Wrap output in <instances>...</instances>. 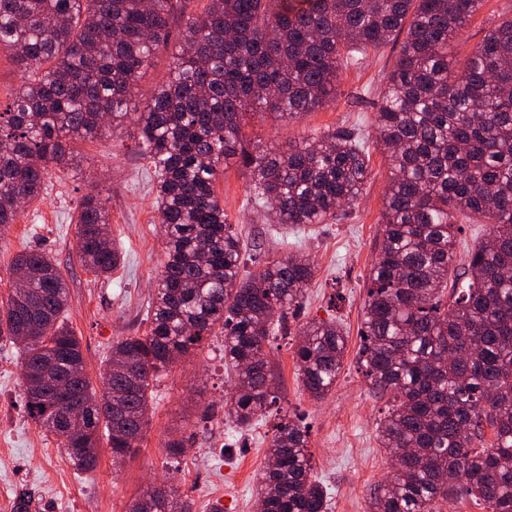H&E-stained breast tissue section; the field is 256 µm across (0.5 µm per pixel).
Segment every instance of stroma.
Returning a JSON list of instances; mask_svg holds the SVG:
<instances>
[{
  "instance_id": "stroma-1",
  "label": "stroma",
  "mask_w": 512,
  "mask_h": 512,
  "mask_svg": "<svg viewBox=\"0 0 512 512\" xmlns=\"http://www.w3.org/2000/svg\"><path fill=\"white\" fill-rule=\"evenodd\" d=\"M512 16V0H486L482 10L449 49L463 62L487 29ZM399 51L390 43L340 71L334 102L291 122L247 115L245 143L277 145L338 130L357 134L369 156L370 178L355 207L322 224L285 228L272 222L247 188L238 157L224 163L216 192L243 251V272H257L268 259L290 252L310 259L315 275L303 300L300 322L334 320L348 345L332 390L320 400L304 392L293 358L296 335L277 336L265 356L278 383L275 413L247 429L224 415L231 380L224 369V333L214 328L193 355L152 384L144 435L130 457L117 464L108 447L98 450L94 472L73 470L56 436L31 420L24 408L21 354L0 340V512H13L19 493L31 494L36 512H126L153 484L170 482L194 512H257L261 472L279 414L299 420L307 431L313 476L329 493L328 512H370L371 494L391 470L377 428L387 397L377 395L357 363L361 315L368 275L382 239L380 216L390 168L376 143L374 115L384 78ZM85 158L78 171L50 168L46 189L0 235V303L13 287L9 264L36 249L59 265L69 292L66 321L82 343L91 379H98L113 340L142 335L147 308L165 259V240L154 207L156 177L138 154L134 122L117 134L79 140ZM102 192L109 199L111 238L124 261L111 278L96 277L77 260L76 218L81 199ZM185 438L183 456L169 457V439Z\"/></svg>"
}]
</instances>
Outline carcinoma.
Segmentation results:
<instances>
[{
  "label": "carcinoma",
  "mask_w": 512,
  "mask_h": 512,
  "mask_svg": "<svg viewBox=\"0 0 512 512\" xmlns=\"http://www.w3.org/2000/svg\"><path fill=\"white\" fill-rule=\"evenodd\" d=\"M484 0H0V50L26 76L0 112V234L42 195L48 169L78 168L77 140L125 125L140 81L184 20L166 84L137 113L141 154L157 178L166 260L141 336L112 342L106 369L118 402L97 391L82 345L64 322L66 281L42 252L17 254L9 271L25 292L0 307V339L23 350L25 409L58 434V410L40 375L49 357L82 376L84 427L65 449L93 471L105 437L125 456L143 437L151 384L217 326L235 387L224 414L248 427L270 412L277 383L264 356L296 316L315 267L303 255L264 262L240 278L241 240L216 192L224 160L239 155L256 203L276 224H321L354 205L369 178L361 139L345 131L247 148L249 114L298 119L326 105L340 69L404 36L375 114L391 179L382 242L368 276L359 363L392 402L381 447L402 459L371 495L370 512H432L453 493L487 512H512V18L491 26L459 65L448 48ZM489 220V239L462 259L457 215ZM101 194L79 204L76 256L98 277L121 254L110 244ZM347 337L336 322L299 328L301 387L322 399L336 384ZM491 439H486V436ZM313 479L304 427L282 418L261 476L263 512H327ZM127 512H193L175 488L154 487Z\"/></svg>",
  "instance_id": "1"
}]
</instances>
